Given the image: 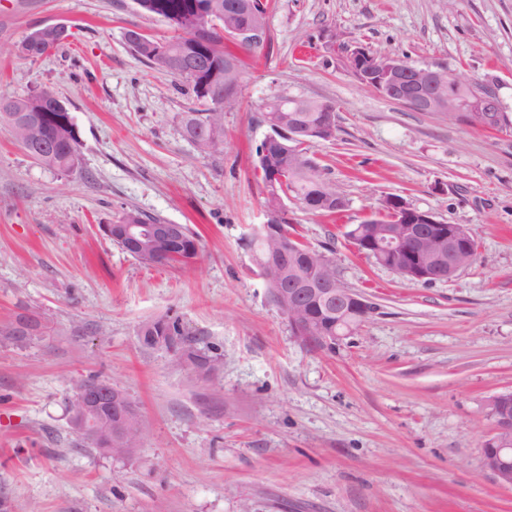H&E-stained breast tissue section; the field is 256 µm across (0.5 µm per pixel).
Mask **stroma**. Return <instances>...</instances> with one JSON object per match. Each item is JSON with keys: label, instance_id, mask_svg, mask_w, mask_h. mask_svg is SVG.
<instances>
[{"label": "stroma", "instance_id": "1", "mask_svg": "<svg viewBox=\"0 0 512 512\" xmlns=\"http://www.w3.org/2000/svg\"><path fill=\"white\" fill-rule=\"evenodd\" d=\"M260 45L240 62L223 151L181 130L197 107L180 80L128 46L172 37L136 0H0V95L49 89L79 129L81 165L30 158L0 123V499L9 512H512V488L481 465L489 399L512 390V128L417 112L346 68L362 47L492 80L512 113V0H266ZM66 25L36 61L13 49ZM277 94L334 103L336 136L310 158L347 202L332 216L288 200L300 239L334 258L373 304L331 349L295 338L242 240L264 223L253 162ZM399 195L476 238L474 264L415 283L358 254L352 225ZM128 210L188 226L194 262L146 266L103 233ZM36 336L5 335L17 314ZM179 317L218 356L200 381L183 358L139 343ZM140 409L144 439L112 459L71 430L80 379Z\"/></svg>", "mask_w": 512, "mask_h": 512}]
</instances>
